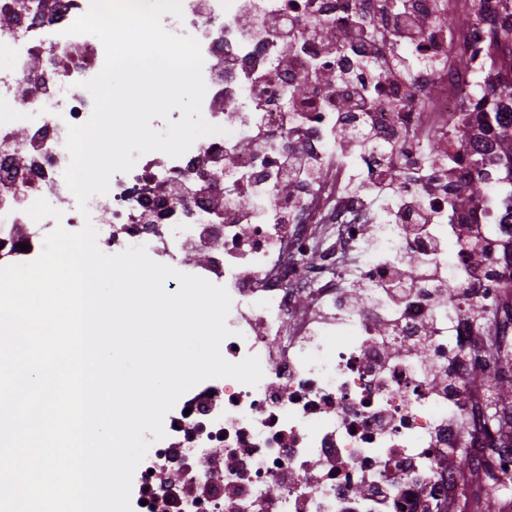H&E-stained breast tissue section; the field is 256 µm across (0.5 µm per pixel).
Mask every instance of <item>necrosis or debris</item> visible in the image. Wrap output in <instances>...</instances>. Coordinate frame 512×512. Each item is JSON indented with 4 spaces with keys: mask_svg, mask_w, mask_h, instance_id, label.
<instances>
[{
    "mask_svg": "<svg viewBox=\"0 0 512 512\" xmlns=\"http://www.w3.org/2000/svg\"><path fill=\"white\" fill-rule=\"evenodd\" d=\"M182 17L163 28L200 44L207 92L204 119L215 134L181 157L141 156L114 174L106 194L81 214L64 180L67 128L93 110L82 81L102 69L105 51L91 34H68L90 0H0V267L39 256L56 226L79 231L92 222L101 251L145 246L162 264L225 287L231 298L221 344L231 362L258 357L256 386L232 378L204 380L164 419L132 480V512H453L464 473L494 465L512 478V430L493 426L471 386L493 373L490 343L501 326L492 315L512 304V176L492 148V113L512 71L491 64L494 33L512 19V0H397L390 15L427 19L408 52L412 82L386 83L393 112L371 121L394 135L391 163L401 193L423 194L437 221L421 230L368 203L377 161L363 144L356 162L328 154L324 133L337 115L308 109L317 91L285 103L298 72L281 75L280 56L297 54L325 74L336 65L320 43L258 40L252 19L276 9L283 28L323 16L344 42L352 13L365 14L358 39L382 34L379 0H181ZM466 56L468 66L457 64ZM271 73L256 96L246 73ZM268 137L239 151L255 123ZM314 153L331 177L296 186L276 181L287 151ZM273 208L252 224L229 219L224 199L240 177ZM486 194L459 198L470 182ZM50 197L61 219L33 221L32 200ZM297 200L294 223L274 209ZM440 252L438 288L384 292L393 270L413 272L428 249ZM478 270L472 286L467 273ZM488 320L475 322L472 306ZM399 311L426 336L425 347L381 344L384 313ZM462 355L467 363L449 367ZM469 449L467 458L455 456Z\"/></svg>",
    "mask_w": 512,
    "mask_h": 512,
    "instance_id": "obj_1",
    "label": "necrosis or debris"
}]
</instances>
